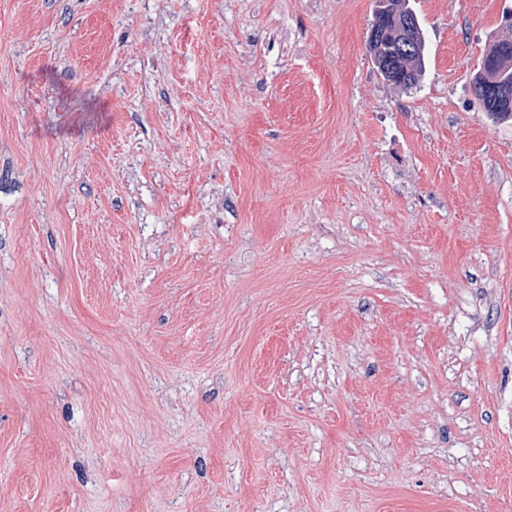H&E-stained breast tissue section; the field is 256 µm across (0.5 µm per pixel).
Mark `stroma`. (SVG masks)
Listing matches in <instances>:
<instances>
[{
	"instance_id": "obj_1",
	"label": "stroma",
	"mask_w": 512,
	"mask_h": 512,
	"mask_svg": "<svg viewBox=\"0 0 512 512\" xmlns=\"http://www.w3.org/2000/svg\"><path fill=\"white\" fill-rule=\"evenodd\" d=\"M0 0V512H512V0ZM389 2L399 5L397 14L394 11L386 12L383 5L376 3L375 6L378 9L374 10L371 31L392 29L395 24H400L407 14L414 13L406 0H389ZM368 48L375 69L385 81L404 89L417 85L424 68L426 38L416 14L409 41L398 43V38L388 36L374 41L369 36ZM505 30L508 34L503 33L495 37L474 74L473 92L478 86L494 83L500 97L506 93L512 99V26L505 27ZM505 44L510 45V51L507 53L501 52V47ZM489 61H492L491 67L488 66Z\"/></svg>"
}]
</instances>
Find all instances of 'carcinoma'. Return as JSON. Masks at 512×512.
I'll return each instance as SVG.
<instances>
[{
  "label": "carcinoma",
  "mask_w": 512,
  "mask_h": 512,
  "mask_svg": "<svg viewBox=\"0 0 512 512\" xmlns=\"http://www.w3.org/2000/svg\"><path fill=\"white\" fill-rule=\"evenodd\" d=\"M389 2L398 5L397 12H387L383 6H378L374 10L371 29H391L412 13L406 0ZM505 44L512 46V26L506 29L505 34L495 37L483 57V64L472 78L474 89L490 83L498 89V96L480 99L486 114L496 121L512 119V107L506 108L498 100L505 93L512 98V50L507 53L501 51ZM368 48L374 67L384 80L404 89L417 85L422 76L426 52V38L420 21H415L409 41L400 43L387 36L375 41L369 40Z\"/></svg>",
  "instance_id": "obj_1"
}]
</instances>
